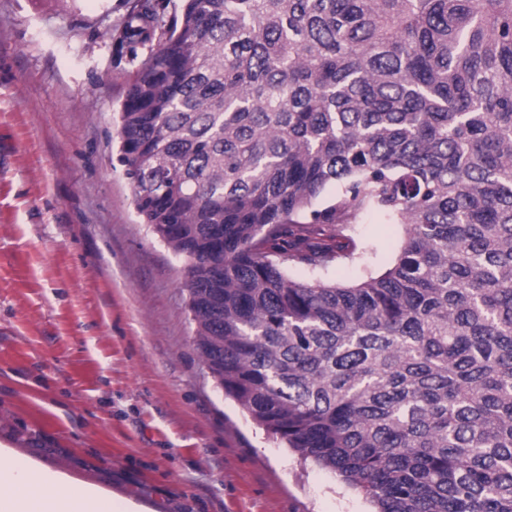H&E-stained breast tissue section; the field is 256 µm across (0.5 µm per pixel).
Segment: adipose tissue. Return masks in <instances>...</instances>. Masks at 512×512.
Instances as JSON below:
<instances>
[{
	"label": "adipose tissue",
	"mask_w": 512,
	"mask_h": 512,
	"mask_svg": "<svg viewBox=\"0 0 512 512\" xmlns=\"http://www.w3.org/2000/svg\"><path fill=\"white\" fill-rule=\"evenodd\" d=\"M0 512H140L129 500L111 497L98 488L71 483L58 487L56 478L26 461L0 452Z\"/></svg>",
	"instance_id": "ef3b65f1"
}]
</instances>
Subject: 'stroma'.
<instances>
[{"label":"stroma","mask_w":512,"mask_h":512,"mask_svg":"<svg viewBox=\"0 0 512 512\" xmlns=\"http://www.w3.org/2000/svg\"><path fill=\"white\" fill-rule=\"evenodd\" d=\"M135 0H0V447L147 512H372L223 391L193 347L185 264L142 224L116 149ZM347 278L381 274L374 213Z\"/></svg>","instance_id":"35a3bbf8"}]
</instances>
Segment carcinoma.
<instances>
[{
  "label": "carcinoma",
  "instance_id": "carcinoma-1",
  "mask_svg": "<svg viewBox=\"0 0 512 512\" xmlns=\"http://www.w3.org/2000/svg\"><path fill=\"white\" fill-rule=\"evenodd\" d=\"M158 7L116 37L118 161L225 396L374 512H512V0ZM366 212L384 272L290 277Z\"/></svg>",
  "mask_w": 512,
  "mask_h": 512
}]
</instances>
